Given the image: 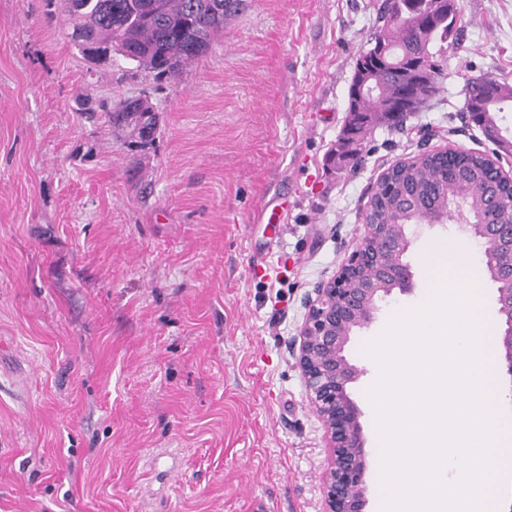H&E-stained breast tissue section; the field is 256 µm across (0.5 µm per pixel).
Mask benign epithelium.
Returning a JSON list of instances; mask_svg holds the SVG:
<instances>
[{
  "instance_id": "1",
  "label": "benign epithelium",
  "mask_w": 512,
  "mask_h": 512,
  "mask_svg": "<svg viewBox=\"0 0 512 512\" xmlns=\"http://www.w3.org/2000/svg\"><path fill=\"white\" fill-rule=\"evenodd\" d=\"M409 5L399 21H410L425 6L449 11L445 0H411ZM400 75L396 109L419 85L412 70H402ZM375 205L376 199L370 198L363 217L364 235L338 274L318 283L307 295V314L293 340L296 365L329 450L321 476V512H365L368 451L362 411L349 392V385L364 369L348 358L347 348L358 332L373 323L382 302L396 291L402 295L414 291L413 271L405 260L412 244L409 225L373 223ZM477 207L479 218L465 227L484 246L485 272L496 286L502 325L501 367L512 379V212L503 215L492 192L481 197Z\"/></svg>"
}]
</instances>
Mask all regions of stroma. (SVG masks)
<instances>
[{"mask_svg": "<svg viewBox=\"0 0 512 512\" xmlns=\"http://www.w3.org/2000/svg\"><path fill=\"white\" fill-rule=\"evenodd\" d=\"M383 0H245L175 81L92 66L64 10L0 0V512H320L327 450L290 344L307 293L363 236L382 172L429 145L495 146L460 110L469 78L512 85V0H455L438 94L327 154ZM149 93L156 141L81 120L75 89ZM275 222H257L259 211ZM424 228L377 335L429 286ZM367 381L350 393L381 498Z\"/></svg>", "mask_w": 512, "mask_h": 512, "instance_id": "stroma-1", "label": "stroma"}]
</instances>
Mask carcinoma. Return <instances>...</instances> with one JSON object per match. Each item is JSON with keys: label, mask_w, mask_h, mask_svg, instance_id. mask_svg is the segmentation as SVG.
I'll return each mask as SVG.
<instances>
[{"label": "carcinoma", "mask_w": 512, "mask_h": 512, "mask_svg": "<svg viewBox=\"0 0 512 512\" xmlns=\"http://www.w3.org/2000/svg\"><path fill=\"white\" fill-rule=\"evenodd\" d=\"M243 0H63L70 20L71 42L92 64L110 63L112 58L136 64V68L154 74L158 82L174 80L186 66L209 52L214 36L224 29V20L235 16ZM396 0H385L380 19L383 25L374 33L384 41L386 56L407 62L423 72L430 92L438 90L443 68L441 57L448 42V24H435L424 14L416 16L409 26L395 21ZM389 68L375 74L376 92L350 98L346 108L344 131H352L340 144V160L355 159L362 142L371 131L369 123L380 107L395 100L399 83L387 81ZM488 86L475 82L466 87L463 112L482 132L497 134L494 144L503 152L512 151V132L501 124V113L512 112V86L493 78ZM79 112L88 119L103 117L113 127L121 128L129 144L143 148L153 142L140 134L146 125L158 130V115L146 95L139 96L138 105L130 98H120L113 104H97L89 96H76ZM457 172L467 177L439 174L448 167L444 155L414 158L412 164L393 172L390 181L378 186L384 195L391 182L403 176L404 183L421 191L448 195L451 204L463 202L464 196L482 189L487 178V161L477 152H463L454 159Z\"/></svg>", "instance_id": "cac0c4a2"}]
</instances>
